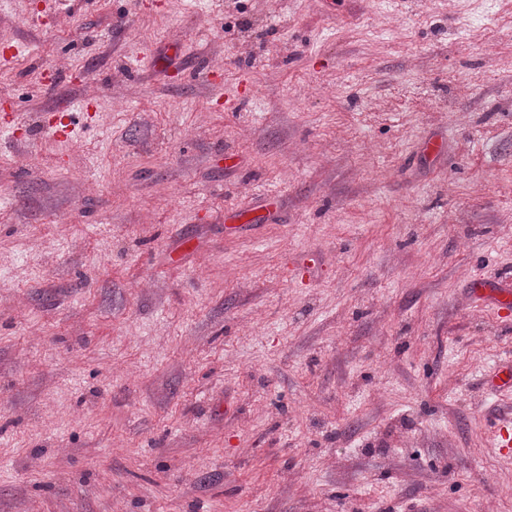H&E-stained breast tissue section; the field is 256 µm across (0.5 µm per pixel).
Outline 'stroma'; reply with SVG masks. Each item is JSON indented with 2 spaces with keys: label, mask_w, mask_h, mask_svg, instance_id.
<instances>
[{
  "label": "stroma",
  "mask_w": 512,
  "mask_h": 512,
  "mask_svg": "<svg viewBox=\"0 0 512 512\" xmlns=\"http://www.w3.org/2000/svg\"><path fill=\"white\" fill-rule=\"evenodd\" d=\"M508 286L512 0H0V512H512Z\"/></svg>",
  "instance_id": "35a3bbf8"
}]
</instances>
